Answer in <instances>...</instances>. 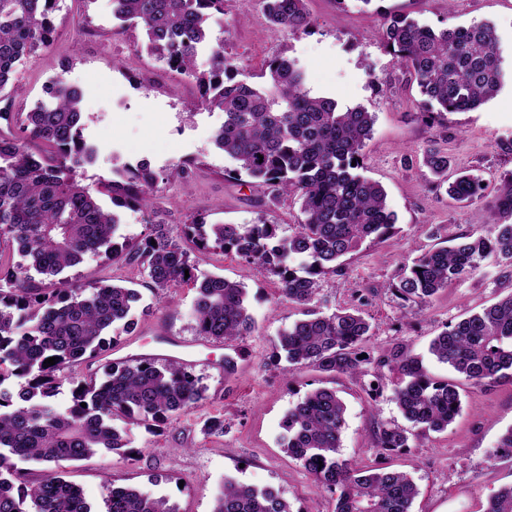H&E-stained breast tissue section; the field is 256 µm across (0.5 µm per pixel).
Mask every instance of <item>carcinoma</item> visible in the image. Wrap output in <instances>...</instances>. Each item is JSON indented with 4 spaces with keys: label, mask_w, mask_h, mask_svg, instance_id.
I'll return each mask as SVG.
<instances>
[{
    "label": "carcinoma",
    "mask_w": 512,
    "mask_h": 512,
    "mask_svg": "<svg viewBox=\"0 0 512 512\" xmlns=\"http://www.w3.org/2000/svg\"><path fill=\"white\" fill-rule=\"evenodd\" d=\"M262 4L275 28L306 33L314 25L307 0ZM56 7L57 0H0V94L18 93L12 83L18 66L50 45ZM223 14L224 0H112L117 28L141 29L149 54L195 82L199 96L193 106L224 113L213 140L236 161L235 173L266 187L272 201L298 198L304 223L283 236L279 224H209L200 215L179 236L154 224L140 241H122L118 209L147 205L156 188L158 176L148 163L124 166L102 191L82 183L78 169L93 160L96 149L83 136V91L61 74L50 82L49 104L14 113L13 129H0V247L15 244L22 258L0 264V466L11 469L10 478L0 477V512H92L82 489L53 465L129 447L127 432L112 424L116 416L162 423L205 399V387L187 367L140 359L113 364L73 389L69 406H60L56 372L109 351L112 335L135 325L139 296L122 284L92 279L61 280L46 291L32 285L33 274L57 276L89 254L137 261L160 299L192 282L198 334L227 343L254 330L246 288L221 276L194 274L186 243L199 256L217 250L236 254L259 273L276 276L283 298L308 306L320 278L341 271V258L368 239L396 234L385 190L359 172L373 113L361 107L340 111L335 100L311 95L306 72L279 54L265 62L264 84L238 79L223 45L210 46L211 20ZM380 38L432 113L470 112L501 88L500 40L490 24L435 29L394 15ZM203 54L208 61L202 67ZM29 140L47 149L36 155L27 148ZM424 164L436 189L453 200L479 197L476 175L448 182L449 159L441 150H427ZM101 192L110 196L112 209L102 205ZM489 257L496 261L497 280L512 281V224H480L419 255L402 268L391 291L405 304L423 307ZM369 331L356 310L308 311L279 336L276 357L288 363L290 374L311 368L365 376V365L373 363L378 385L386 368L399 375L393 400L402 417L425 433L447 430L462 409L460 384L433 377L419 357L399 346L377 359L359 358ZM429 352L470 385H512V293L448 324ZM50 357L56 363L48 367L44 361ZM14 377L21 380L16 391ZM345 423L346 405L336 391L314 389L288 411L283 450L336 495L334 512H412L418 487L409 474L341 456ZM372 441L380 454L398 451L409 447V432L380 423ZM490 459L512 461V427ZM20 462L44 466L43 478L14 486L11 477ZM105 504L106 512H176L163 496L123 486L109 489ZM213 512L292 510L271 489L227 480ZM485 512H512V484L489 496Z\"/></svg>",
    "instance_id": "carcinoma-1"
}]
</instances>
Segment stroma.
Listing matches in <instances>:
<instances>
[{
  "label": "stroma",
  "instance_id": "1",
  "mask_svg": "<svg viewBox=\"0 0 512 512\" xmlns=\"http://www.w3.org/2000/svg\"><path fill=\"white\" fill-rule=\"evenodd\" d=\"M308 9L315 26L311 33L299 34L273 28L261 5L246 8L240 0H224V15L212 22L210 41L223 43L240 77L252 83L261 81L263 60L280 54L306 71L312 95L334 99L342 110L360 106L375 115L372 136L362 149L363 173L385 189L396 233L383 242H364L346 256L343 273L322 278L312 307L326 313L360 309L371 325L365 346L371 356L399 345L423 356L435 378H453L447 365L428 357L430 340L447 324L512 293V282L497 280L495 261L489 258L421 309L401 305L388 286L405 264L440 240L473 224L507 219L497 200L502 180L512 174V0H308ZM401 14L433 26L450 21L493 25L503 57L498 94L471 112L445 113L431 123L418 117L416 83L380 42L385 17ZM53 17L52 43L26 60L15 76L21 92L13 97L11 111H28L44 84L62 72L84 91L83 135L98 149L95 161L81 171L84 183L102 187L114 179L117 168L139 161L158 174L178 162L189 163L192 170L187 179L159 183L150 207L122 209L125 237L140 240L158 222L177 235L199 214L211 224L264 220L282 225L287 235L303 222L296 198L273 203L259 188L230 178L235 164L211 140L223 113L193 108L198 96L194 83L162 69L154 56L140 50L141 30L118 31L111 0H60ZM432 144L447 153L449 175L470 171L481 177V199L464 204L434 190L423 163ZM197 272L242 283L247 291L255 330L237 346L250 358L229 378L210 364L223 357L224 344L194 328L192 285L177 288L160 302L140 264L89 255L66 270L73 282L114 280L136 289L141 295L137 326L134 334L116 336L117 347H128L137 335L179 338L198 351L200 361L192 372L206 392L197 408L155 432L117 421V428L131 432V453L101 450L79 461H60L56 471L82 489L94 512H105L106 490L113 486L168 497L177 512H213L228 477L275 488L293 512H333L334 495L282 451L284 418L312 389L335 390L347 407L342 455L374 463L371 435L376 423L403 421L393 400L395 375H387L380 391L371 394L365 376L309 368L286 374L272 354L279 335L303 318L304 307L280 296L275 276L257 273L232 253L201 259ZM462 401V413L448 430H413L408 447L386 459L416 482L413 512H484L490 494L512 483V463L488 459L512 427V385H467ZM213 416L223 417V434L203 433L204 421Z\"/></svg>",
  "mask_w": 512,
  "mask_h": 512
}]
</instances>
